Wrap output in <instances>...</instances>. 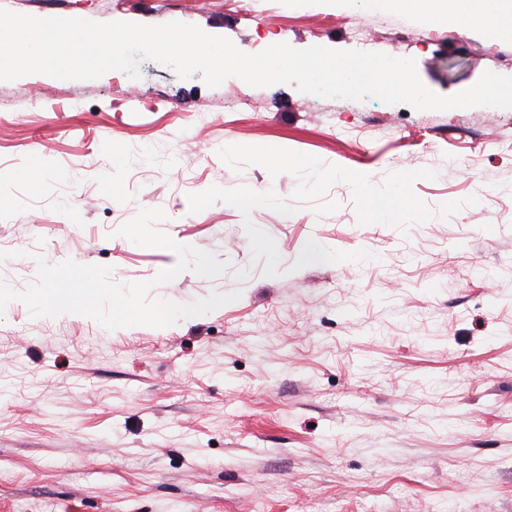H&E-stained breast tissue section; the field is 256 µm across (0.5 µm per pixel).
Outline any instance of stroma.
Wrapping results in <instances>:
<instances>
[{"instance_id":"stroma-1","label":"stroma","mask_w":512,"mask_h":512,"mask_svg":"<svg viewBox=\"0 0 512 512\" xmlns=\"http://www.w3.org/2000/svg\"><path fill=\"white\" fill-rule=\"evenodd\" d=\"M36 17L192 24L412 58L448 97L512 40L354 0H0ZM363 33L356 42L355 33ZM0 81V249L108 265L149 299L238 298L167 327L0 318V512H512V109L417 110L292 84ZM41 160L36 177L24 176ZM402 193L365 216L364 193ZM157 230L227 261L156 284Z\"/></svg>"}]
</instances>
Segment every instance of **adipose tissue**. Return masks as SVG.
<instances>
[{
	"instance_id": "obj_1",
	"label": "adipose tissue",
	"mask_w": 512,
	"mask_h": 512,
	"mask_svg": "<svg viewBox=\"0 0 512 512\" xmlns=\"http://www.w3.org/2000/svg\"><path fill=\"white\" fill-rule=\"evenodd\" d=\"M364 8L415 9L429 17L455 24L478 16L494 32L512 38V0H359Z\"/></svg>"
}]
</instances>
